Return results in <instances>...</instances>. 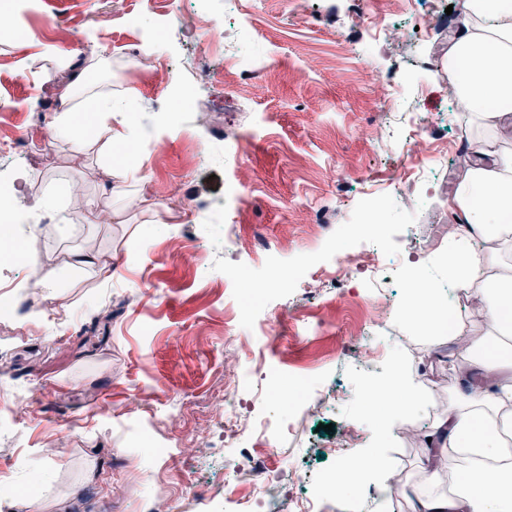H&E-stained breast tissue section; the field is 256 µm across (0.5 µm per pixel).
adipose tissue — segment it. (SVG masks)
Masks as SVG:
<instances>
[{
	"label": "adipose tissue",
	"instance_id": "adipose-tissue-1",
	"mask_svg": "<svg viewBox=\"0 0 512 512\" xmlns=\"http://www.w3.org/2000/svg\"><path fill=\"white\" fill-rule=\"evenodd\" d=\"M443 65L472 128L452 198L463 219L438 260L442 277L413 268L403 319L430 338L454 342L462 370L427 432L417 479L395 486L392 435L423 403L413 364L395 359L368 387L383 409L375 445L338 464L332 491L348 498L374 486L387 499L403 498L408 512H512V0H462ZM83 112L96 113L117 141L129 140L127 114L103 92L63 98L57 134L84 147ZM116 123L121 132H113ZM457 289L484 318V335L454 334L450 293Z\"/></svg>",
	"mask_w": 512,
	"mask_h": 512
}]
</instances>
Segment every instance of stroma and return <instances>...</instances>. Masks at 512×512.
<instances>
[{
  "instance_id": "obj_1",
  "label": "stroma",
  "mask_w": 512,
  "mask_h": 512,
  "mask_svg": "<svg viewBox=\"0 0 512 512\" xmlns=\"http://www.w3.org/2000/svg\"><path fill=\"white\" fill-rule=\"evenodd\" d=\"M460 0H439L421 25L410 0H40L12 8L0 0V136L40 127L35 160L0 154V186H16L20 223L39 230L40 252L95 244L112 262L105 281L86 272L22 304L18 274L0 257V489L6 512H146L156 485L168 512H224V474L243 476L257 499L314 494L320 474L371 447L365 421L375 409L360 387L383 377L396 350L416 359L426 402L411 435L395 433L396 478L417 470L426 432L458 373L451 347L427 350L402 323L407 277L429 274L459 216L451 204L467 123L448 93L440 62L456 32ZM245 54L186 38L198 5ZM391 29L371 55L379 23ZM227 42V43H228ZM112 64L94 88L133 103L131 120L147 149L142 177L102 207L96 223L74 218L72 189L96 198L115 155L107 136L82 152L57 139L62 96H80L74 77L92 57ZM275 60L243 81L244 62ZM179 69L167 81L165 66ZM226 74L222 89L197 79ZM235 126L243 150L220 133ZM422 168L407 188L414 212L395 209L378 246L357 238L350 216L374 202L393 164ZM54 194L61 214L37 204ZM262 232L275 246L238 250L234 238ZM194 250L184 263L172 242ZM374 250L376 276L331 279L334 260ZM265 287L268 308L242 321L243 300ZM262 337L265 361L283 387L316 382L314 407L256 395L248 347ZM236 387L239 447L224 445L217 405ZM267 435V484L253 472L249 425ZM332 432H324V425ZM54 442V457L42 455ZM305 471L304 485L289 482Z\"/></svg>"
}]
</instances>
